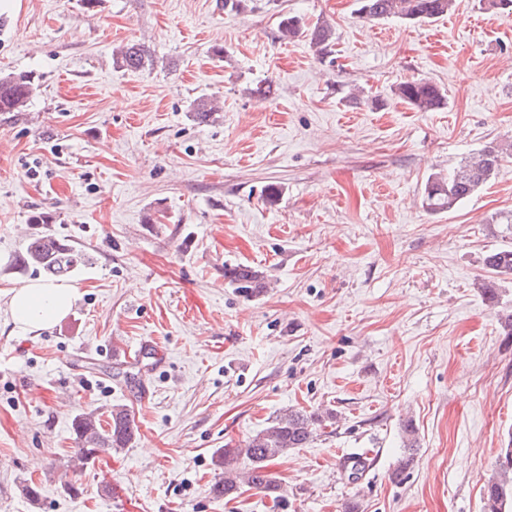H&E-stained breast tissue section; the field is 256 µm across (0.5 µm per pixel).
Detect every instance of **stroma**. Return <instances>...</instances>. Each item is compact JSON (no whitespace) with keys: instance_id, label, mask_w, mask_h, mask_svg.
I'll list each match as a JSON object with an SVG mask.
<instances>
[{"instance_id":"obj_1","label":"stroma","mask_w":512,"mask_h":512,"mask_svg":"<svg viewBox=\"0 0 512 512\" xmlns=\"http://www.w3.org/2000/svg\"><path fill=\"white\" fill-rule=\"evenodd\" d=\"M222 2L0 0V77L37 86L0 112V512H484L512 443V279L494 306L476 282L505 244L488 222L512 212V161L452 212L422 200L429 175L512 140V13ZM285 14L330 23L331 53L280 41ZM132 42L154 69L120 67ZM407 79L445 106L411 109ZM201 97L221 104L205 124ZM41 233L87 261L65 278L70 314L23 331L7 293L43 278L21 262ZM239 264L266 288L230 285ZM116 404L134 441L65 472L74 416ZM289 409L335 419L271 462L284 501L215 498L217 455ZM408 420L419 447L398 476ZM351 452L371 458L356 479ZM359 14L368 20L396 17L411 22H432L450 13L455 0H360ZM394 94L418 112H434L444 106L446 101L441 87L423 79L400 82L394 89Z\"/></svg>"}]
</instances>
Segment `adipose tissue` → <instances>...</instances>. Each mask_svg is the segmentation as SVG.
Instances as JSON below:
<instances>
[{"instance_id": "obj_1", "label": "adipose tissue", "mask_w": 512, "mask_h": 512, "mask_svg": "<svg viewBox=\"0 0 512 512\" xmlns=\"http://www.w3.org/2000/svg\"><path fill=\"white\" fill-rule=\"evenodd\" d=\"M78 292L72 285L36 280L13 289L8 300L14 326L37 330L51 327L71 311Z\"/></svg>"}]
</instances>
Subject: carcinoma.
I'll list each match as a JSON object with an SVG mask.
<instances>
[{
	"instance_id": "1",
	"label": "carcinoma",
	"mask_w": 512,
	"mask_h": 512,
	"mask_svg": "<svg viewBox=\"0 0 512 512\" xmlns=\"http://www.w3.org/2000/svg\"><path fill=\"white\" fill-rule=\"evenodd\" d=\"M455 0H359V14L368 20L396 17L411 22H432L450 13ZM333 29L324 21L312 26L297 16L283 15L278 24V38L293 41L304 38L323 55L333 42ZM121 67L132 71L154 68L156 58L140 43H129L116 53ZM35 92L34 80L26 73L0 78V112H24ZM394 94L417 112H434L444 106V90L423 79L400 82ZM216 106L209 99L200 98L193 107L198 123L209 122ZM512 159V141L483 147L470 154L448 174H432L426 182L424 202L433 212L453 210L468 199L499 172L505 159ZM84 259V254L51 233L33 237L26 246L22 263L59 277L70 273ZM487 275L481 288L487 302L495 305L499 300L497 280L512 276V248L505 246L484 259ZM224 278L242 293H254L265 287L264 277L246 265L224 268ZM335 419L325 414L290 410L277 417L270 425L250 437L245 444L226 448L218 456L216 465L224 468V479L216 481L211 493L216 498L232 497L245 484L280 502L284 495L277 477L268 469L269 463L290 448H302L316 437L317 427ZM74 433L81 445L78 461H87L98 453L110 454L129 447L138 431L134 417L122 405L112 406L108 428H102L92 413L76 415L72 422ZM246 461L239 468L240 461ZM485 512H502L504 498H512V477L491 481L485 489Z\"/></svg>"
}]
</instances>
